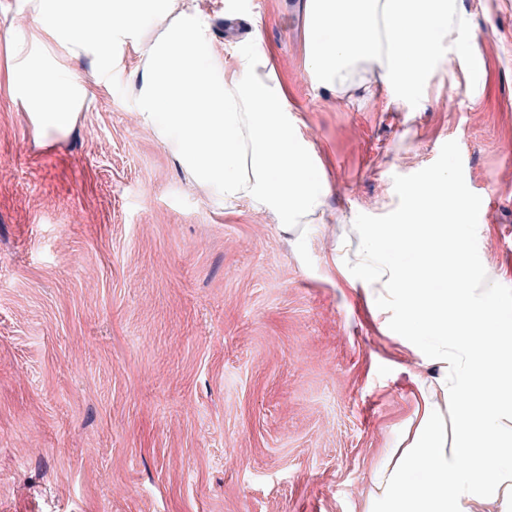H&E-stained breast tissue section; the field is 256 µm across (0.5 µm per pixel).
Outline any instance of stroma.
Listing matches in <instances>:
<instances>
[{"mask_svg": "<svg viewBox=\"0 0 512 512\" xmlns=\"http://www.w3.org/2000/svg\"><path fill=\"white\" fill-rule=\"evenodd\" d=\"M464 3L483 70L432 69L398 111L376 79L349 103L316 85L303 0L214 5V44L269 55L326 177L325 216L286 235L141 123L138 52L104 74L0 0V30L90 90L41 135L0 37V512H368L418 420V357L330 270L335 243L448 169L474 254L512 289V0Z\"/></svg>", "mask_w": 512, "mask_h": 512, "instance_id": "35a3bbf8", "label": "stroma"}]
</instances>
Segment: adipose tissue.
Returning <instances> with one entry per match:
<instances>
[{"label": "adipose tissue", "instance_id": "ef3b65f1", "mask_svg": "<svg viewBox=\"0 0 512 512\" xmlns=\"http://www.w3.org/2000/svg\"><path fill=\"white\" fill-rule=\"evenodd\" d=\"M37 28L91 48L104 68L123 44L142 50L137 112L190 177L225 203L246 202L297 234L323 215L327 189L309 143L271 76L265 52L239 53L227 69L210 38V16L181 0H33ZM306 67L337 97L366 86L410 89L440 62L436 46L468 28L463 0H306ZM153 21L156 36L144 38ZM15 64L8 91L44 135L62 134L86 90L75 72H52L21 29L6 31ZM397 224H361L331 265L383 314L389 336L415 349L421 417L406 448L371 475L368 512H512V291L472 252L470 207L450 170L408 189ZM454 405L456 435L444 409Z\"/></svg>", "mask_w": 512, "mask_h": 512}]
</instances>
